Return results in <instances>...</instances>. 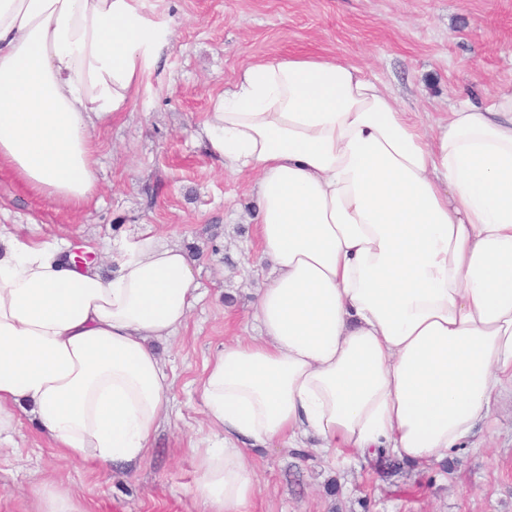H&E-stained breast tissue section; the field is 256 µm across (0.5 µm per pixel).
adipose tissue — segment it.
<instances>
[{
	"mask_svg": "<svg viewBox=\"0 0 512 512\" xmlns=\"http://www.w3.org/2000/svg\"><path fill=\"white\" fill-rule=\"evenodd\" d=\"M172 34L141 0H0V167L71 208L96 196L95 132L126 111ZM201 136L256 173L269 269L260 334L199 381L215 446L203 512H249L239 447L312 436L335 455L440 460L512 381V86L426 136L381 83L315 53L263 58ZM114 268L0 230V447L31 414L64 458L143 460L172 380L157 343L197 301L193 261L151 230Z\"/></svg>",
	"mask_w": 512,
	"mask_h": 512,
	"instance_id": "obj_1",
	"label": "adipose tissue"
}]
</instances>
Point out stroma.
I'll use <instances>...</instances> for the list:
<instances>
[{
  "instance_id": "1",
  "label": "stroma",
  "mask_w": 512,
  "mask_h": 512,
  "mask_svg": "<svg viewBox=\"0 0 512 512\" xmlns=\"http://www.w3.org/2000/svg\"><path fill=\"white\" fill-rule=\"evenodd\" d=\"M173 37L128 111L96 133L97 194L81 210L24 187L0 168V225L20 239L103 251L152 229L195 261L200 298L161 345L173 380L142 461L102 471L60 456L32 418L0 456V512H41L42 493H69L81 512H202L191 443L213 439L198 390L224 345L258 335L257 178L224 169L198 132L217 95L260 58L331 56L361 68L432 129L464 98L489 102L512 83V0H143ZM249 512H512V386L485 426L419 468L394 454L366 460L244 445Z\"/></svg>"
}]
</instances>
